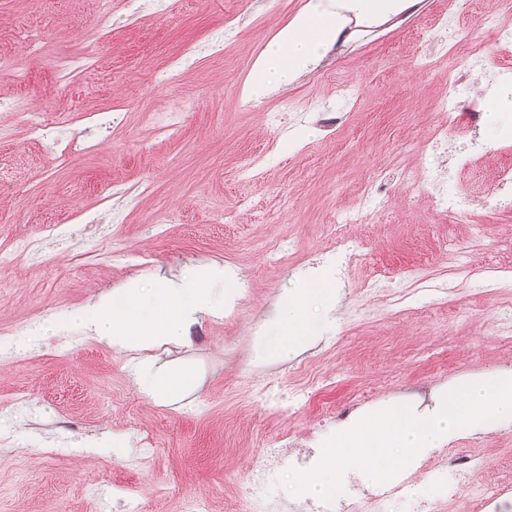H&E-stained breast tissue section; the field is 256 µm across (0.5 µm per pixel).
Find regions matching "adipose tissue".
I'll use <instances>...</instances> for the list:
<instances>
[{"label": "adipose tissue", "mask_w": 512, "mask_h": 512, "mask_svg": "<svg viewBox=\"0 0 512 512\" xmlns=\"http://www.w3.org/2000/svg\"><path fill=\"white\" fill-rule=\"evenodd\" d=\"M398 7L399 0H344L343 5L332 10H313L298 15L267 43L256 60L252 92L262 93L272 83L284 86L291 82L314 55L335 41L339 28L347 20V12L382 16ZM217 275V270L204 268L187 288L168 284L148 293L139 288L128 289L130 306L126 309L115 307L111 294H102L76 313L73 324L89 336L121 348L180 343L185 338L188 321L217 308L209 287ZM313 299L332 305L336 291L326 280H305L298 296L280 305L277 323L281 333L264 343L263 358L287 360L310 341L304 311ZM136 380L153 396L171 399L184 392L188 377L180 371L143 366L137 370Z\"/></svg>", "instance_id": "adipose-tissue-1"}]
</instances>
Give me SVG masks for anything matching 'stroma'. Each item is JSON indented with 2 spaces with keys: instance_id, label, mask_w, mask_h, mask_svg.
I'll return each instance as SVG.
<instances>
[{
  "instance_id": "obj_1",
  "label": "stroma",
  "mask_w": 512,
  "mask_h": 512,
  "mask_svg": "<svg viewBox=\"0 0 512 512\" xmlns=\"http://www.w3.org/2000/svg\"><path fill=\"white\" fill-rule=\"evenodd\" d=\"M329 2L282 0L275 12L253 0L241 15L237 0H177L159 15L145 0H0V48L14 55L0 69V96L35 99L51 126L112 113L85 131L94 151L62 166L0 112V248L38 216L62 221L43 243L50 264L0 268V512H117L124 486L148 498L152 512H177L189 497L241 495L266 449L318 421L314 411L286 412L294 370L307 360L332 378L323 403L338 410L353 394L367 397L356 418L409 400L421 385L437 393L504 374L498 345L512 336V313L501 310L494 282L461 279L450 267L464 255L512 260V210L488 208L512 117L483 115L472 137L449 134L444 150L430 136L451 44L483 42L512 68V9L500 11L489 41L482 18L493 0H403L393 14H353L288 89L249 94L253 63L276 31L308 5ZM231 17L236 35L217 45ZM92 25L106 43L87 45ZM32 33L45 42L37 58L27 46ZM86 46L92 66L76 76L57 71L59 58ZM187 53L178 83L160 82ZM422 57L429 68L417 67ZM341 83L360 87L357 102L337 98ZM287 97L303 111L272 121ZM175 115L179 125L160 134ZM475 141L485 147L481 162L462 166ZM248 157L258 165L249 181L241 177ZM404 168L419 172L418 187L400 180ZM434 174L469 190L470 218L432 214ZM375 180L380 203L371 223L348 226L360 256L339 278L325 229ZM111 185L116 193L102 203ZM157 213L165 223L154 222ZM276 240L287 262H267L264 247ZM116 248L129 263L113 261ZM203 267L235 269L252 288L236 317L190 321L186 344L133 351L77 329L43 334L99 294L178 282ZM412 271L435 285L416 291L408 308L364 292L374 274L399 288ZM314 273L336 289L334 308L308 312L314 343L286 362L261 359L258 346L280 333L278 305ZM147 359L193 371L195 386L172 402L153 397L135 381ZM251 372L276 383L258 394ZM149 434L154 456L140 466ZM102 438L108 448L85 450ZM450 446L485 449L473 479L488 481L512 460V425L463 432ZM446 449L423 456L417 495L439 512H462L466 488L452 502L437 488Z\"/></svg>"
}]
</instances>
